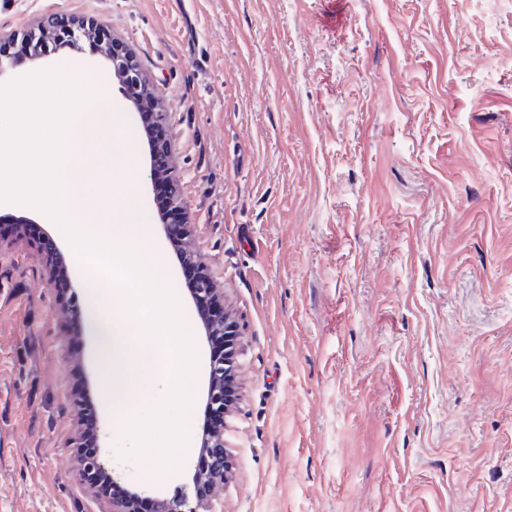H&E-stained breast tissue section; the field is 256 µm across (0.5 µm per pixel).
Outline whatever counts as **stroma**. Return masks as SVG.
<instances>
[{
  "label": "stroma",
  "instance_id": "1",
  "mask_svg": "<svg viewBox=\"0 0 512 512\" xmlns=\"http://www.w3.org/2000/svg\"><path fill=\"white\" fill-rule=\"evenodd\" d=\"M121 40L166 112L187 246L240 325L214 512H512V0H0ZM91 46L15 60L11 78ZM153 237L200 374L173 494L201 452L210 349ZM28 236L0 237V512H111L79 476L97 410L83 314Z\"/></svg>",
  "mask_w": 512,
  "mask_h": 512
}]
</instances>
